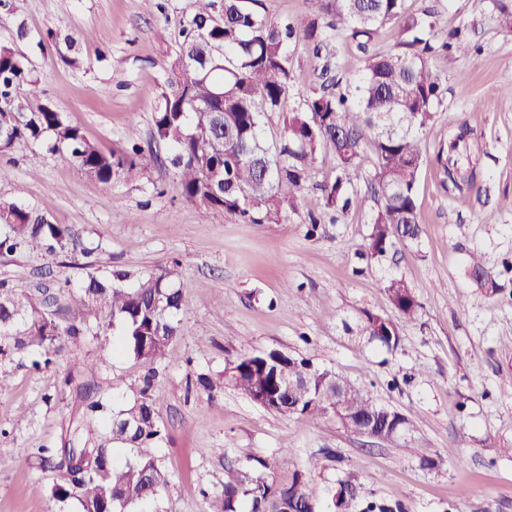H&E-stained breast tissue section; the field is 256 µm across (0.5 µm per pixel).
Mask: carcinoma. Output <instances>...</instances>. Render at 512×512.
Returning <instances> with one entry per match:
<instances>
[{
    "label": "carcinoma",
    "instance_id": "1",
    "mask_svg": "<svg viewBox=\"0 0 512 512\" xmlns=\"http://www.w3.org/2000/svg\"><path fill=\"white\" fill-rule=\"evenodd\" d=\"M193 13L183 22L182 41L168 67L164 86L155 105L156 138L170 150L169 162L178 175L184 200L203 212L219 210L241 222H276L312 179L321 146L332 144L337 175L323 187L329 206L345 209L349 199L345 186L358 177L365 148L373 156V186L379 206L371 220L366 250L381 255L395 241L413 242L419 237L416 189L424 163L421 135L432 124L440 98L438 77L429 56L452 46L456 35L439 29L432 13L408 12L407 0H319L318 11L336 24L359 48L379 28L403 20L408 39L403 50L366 54L365 67L351 95L336 93L339 79L325 69V79L303 95L298 109L286 118V137L270 146L262 135V117L284 111L292 89V66L288 44L306 40L320 43L323 32L314 18L275 23L240 0H224L216 11V0H192ZM67 25L49 31L59 56L72 49L75 39L62 33ZM34 83L24 58L8 44H0V151L18 141L45 143L49 150H65L86 178L112 184L133 181L156 163L159 155L136 143L138 132L128 131L130 147L116 153L102 150L88 140L67 113L49 102L25 105L19 93ZM0 254L18 250L71 259L91 253L71 227L53 223L46 215L12 201L0 200ZM176 272L167 270L142 277L131 287L127 275L113 272L101 279L88 278L76 288L66 279L54 292L41 295L18 290L0 279V356L25 351L38 353L33 365L50 364L64 345L79 342L84 321L97 322L96 335L109 346L110 327L118 324L122 344L138 359L165 357L178 336L173 317L183 304V290L175 287ZM386 293L406 320L415 318L418 303L405 295L408 284L389 278ZM83 314L63 324L54 307ZM367 322L357 325L370 335L365 345L388 350L398 347V328L376 325V313L363 310ZM273 350L235 360L239 370L235 389L251 397L255 386L266 385L271 402L298 405L297 417L315 419L330 413L336 389L320 387L314 380L310 392L301 395L283 385L318 373L309 361L295 357L280 360ZM345 403L363 416V424L386 426L410 421L396 412L377 417L385 407L336 373ZM160 434V419L153 401L142 397L112 418L111 440L136 451L134 460L106 468L103 448L96 449V464L104 474L77 484L63 482L52 488L54 499H77L83 512H113V504L124 501L135 507L153 499L167 484L152 452ZM302 501V512H319L318 500L298 484L279 486L269 474L245 471L213 505V512H278L288 494Z\"/></svg>",
    "mask_w": 512,
    "mask_h": 512
}]
</instances>
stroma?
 Wrapping results in <instances>:
<instances>
[{
	"label": "stroma",
	"instance_id": "1",
	"mask_svg": "<svg viewBox=\"0 0 512 512\" xmlns=\"http://www.w3.org/2000/svg\"><path fill=\"white\" fill-rule=\"evenodd\" d=\"M192 0H22L0 7V43L24 55L38 78L36 97L67 112L86 137L107 150L126 146L137 125L142 147L156 146L152 107L174 55ZM431 9L447 30L461 31L470 53L433 54L441 103L422 135L425 162L417 184L420 237L396 242L385 256L364 244L378 207L372 160L346 196L325 205L321 184L336 178L332 147L319 153L311 184L276 223L244 224L221 211L201 213L180 195L173 168L160 160L132 183L104 185L80 174L65 153L20 141L0 152V198L47 213L72 227L90 255H0V279L19 288L81 285L113 270L130 281L174 269L184 291L175 315L179 336L162 360L126 352L104 356L95 327L65 346L50 366L30 355L0 361L9 375L0 391V512H80L51 489L70 448H94L108 436L99 401L119 411L147 396L159 410L154 446L168 483L152 512H211L212 500L241 472L269 462L277 484L302 480L322 512H331L341 479L355 485L360 512H512V30L494 0H408ZM66 18L78 42L67 64L39 38ZM25 38H18V28ZM96 40H82L85 30ZM401 23L380 28L368 49L327 29L320 49L290 45L296 108L323 66L344 80L361 76L365 52L398 50ZM464 145L474 175L450 188V137ZM480 255L482 281L469 271ZM404 278L419 304L399 322L391 352L357 347L343 329L359 312L394 317L389 277ZM279 350L342 375L378 403L407 417L411 429L383 440L347 431L334 416H281L245 398L224 380L242 355ZM51 449L43 460L40 449Z\"/></svg>",
	"mask_w": 512,
	"mask_h": 512
}]
</instances>
